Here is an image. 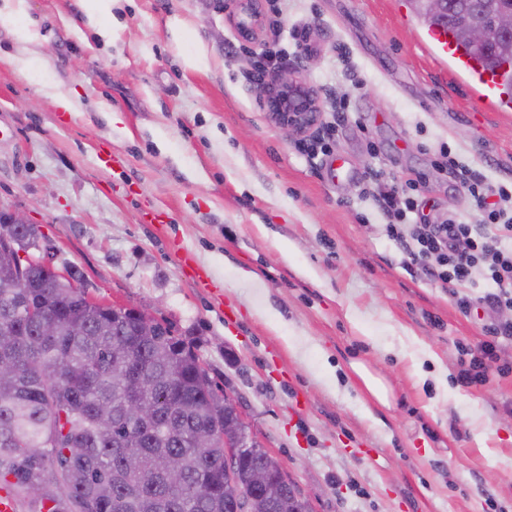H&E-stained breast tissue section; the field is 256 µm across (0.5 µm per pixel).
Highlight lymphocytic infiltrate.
Segmentation results:
<instances>
[{"label": "lymphocytic infiltrate", "instance_id": "lymphocytic-infiltrate-1", "mask_svg": "<svg viewBox=\"0 0 512 512\" xmlns=\"http://www.w3.org/2000/svg\"><path fill=\"white\" fill-rule=\"evenodd\" d=\"M463 184L481 214L478 223L448 218L437 224H410L406 218L417 207L415 199L400 197L391 189L380 192L378 201L387 219L385 231L405 253L408 266L417 267L430 282L448 291L461 311L478 304L497 317L485 326V341L462 350L469 361L456 380L469 387L487 383L494 374L512 373L498 354L501 342L512 341V321L500 318L504 310H512V187L490 186L474 174ZM479 277L491 289L475 297L469 289Z\"/></svg>", "mask_w": 512, "mask_h": 512}]
</instances>
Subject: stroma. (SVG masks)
<instances>
[{
	"label": "stroma",
	"mask_w": 512,
	"mask_h": 512,
	"mask_svg": "<svg viewBox=\"0 0 512 512\" xmlns=\"http://www.w3.org/2000/svg\"><path fill=\"white\" fill-rule=\"evenodd\" d=\"M280 4L267 49L347 110L326 155L284 137L245 51L226 54L224 0H115L96 27L80 0H25L47 41L0 25V206L95 301L169 324L309 512H512V375L455 381L491 318L405 269L371 196L412 178L425 214L476 222L437 151L512 184V112L425 50L407 0Z\"/></svg>",
	"instance_id": "35a3bbf8"
}]
</instances>
